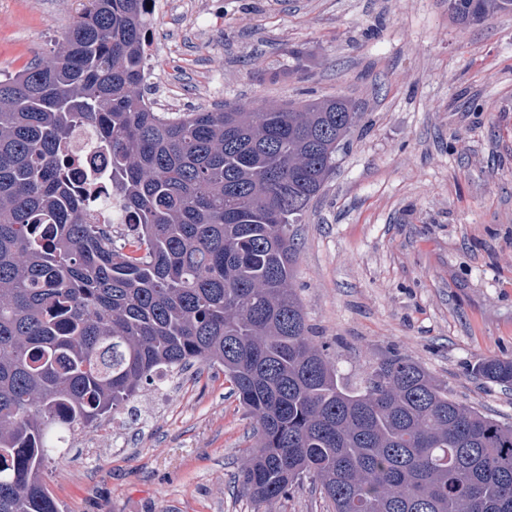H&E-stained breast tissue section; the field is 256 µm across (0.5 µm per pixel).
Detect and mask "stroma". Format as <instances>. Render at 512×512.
<instances>
[{"instance_id":"stroma-1","label":"stroma","mask_w":512,"mask_h":512,"mask_svg":"<svg viewBox=\"0 0 512 512\" xmlns=\"http://www.w3.org/2000/svg\"><path fill=\"white\" fill-rule=\"evenodd\" d=\"M154 12L142 85L172 112L341 96L359 124L292 231L306 320L349 384L397 351L512 424V15L448 0H191ZM86 0H0V74L57 52ZM305 54L295 71L292 50ZM54 454L59 512H252L234 476L253 421L221 368L148 386ZM448 13L466 26L493 15L512 14V0H448ZM472 373L482 379L512 387V359L487 358L477 361Z\"/></svg>"}]
</instances>
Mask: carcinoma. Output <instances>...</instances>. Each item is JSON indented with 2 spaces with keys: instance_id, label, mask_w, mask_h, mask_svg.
<instances>
[{
  "instance_id": "obj_1",
  "label": "carcinoma",
  "mask_w": 512,
  "mask_h": 512,
  "mask_svg": "<svg viewBox=\"0 0 512 512\" xmlns=\"http://www.w3.org/2000/svg\"><path fill=\"white\" fill-rule=\"evenodd\" d=\"M148 0H88L64 46L0 81V512H59L42 480L66 438L142 387L224 368L254 420L237 473L253 512L305 480L333 512H512V425L393 351L345 384L294 288L300 223L359 113L155 112L141 93ZM461 25L512 0H448ZM97 134L133 236L87 221L61 179ZM472 373L512 387V359Z\"/></svg>"
}]
</instances>
